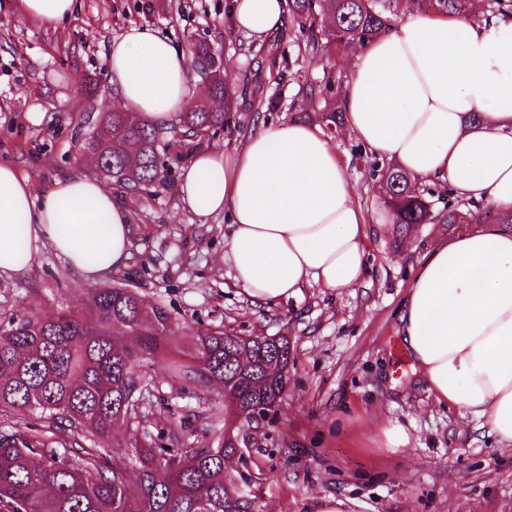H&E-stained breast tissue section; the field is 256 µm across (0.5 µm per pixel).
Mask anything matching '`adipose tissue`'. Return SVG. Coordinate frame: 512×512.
Returning <instances> with one entry per match:
<instances>
[{
  "label": "adipose tissue",
  "instance_id": "ef3b65f1",
  "mask_svg": "<svg viewBox=\"0 0 512 512\" xmlns=\"http://www.w3.org/2000/svg\"><path fill=\"white\" fill-rule=\"evenodd\" d=\"M285 6L234 0L232 27L263 40ZM107 70L121 107L149 124L168 122L193 94L186 55L148 27L112 40ZM342 108L371 152L512 210V18L408 15L356 53ZM180 198L196 216L227 215L226 257L252 302L312 285L337 291L367 271L365 215L317 127L268 124L241 147L198 152ZM131 237L130 212L99 180L67 176L38 194L0 162V274H26L46 243L91 284L127 264ZM398 332L435 401L512 446V232L487 225L440 238L413 272Z\"/></svg>",
  "mask_w": 512,
  "mask_h": 512
}]
</instances>
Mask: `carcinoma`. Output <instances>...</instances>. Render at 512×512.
<instances>
[{"label": "carcinoma", "instance_id": "carcinoma-1", "mask_svg": "<svg viewBox=\"0 0 512 512\" xmlns=\"http://www.w3.org/2000/svg\"><path fill=\"white\" fill-rule=\"evenodd\" d=\"M467 0H435L450 16L466 13ZM288 17L312 52L322 47L317 21H333L338 43L360 46L386 32L389 18L376 0H288ZM224 99L215 112L210 100ZM234 93L205 73L204 96L179 113L172 140L201 141L229 123ZM91 143L113 182L127 191L161 182L163 132L135 112H103ZM385 203L397 230L432 219L425 190L408 173L381 169ZM450 224H512V212L448 203ZM84 316L33 313L0 323V414L22 418L38 412L48 424L0 432V512H248L251 502L224 479V456L233 437L262 403L267 412L288 392L284 370L289 347L258 345L221 329L197 337L189 354L168 355L171 316L131 288H100ZM167 357L170 372L194 386L218 383L224 397V432L198 448L160 446L140 438L139 402L150 381L141 362ZM125 442L131 452L118 454Z\"/></svg>", "mask_w": 512, "mask_h": 512}]
</instances>
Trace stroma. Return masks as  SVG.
<instances>
[{
    "mask_svg": "<svg viewBox=\"0 0 512 512\" xmlns=\"http://www.w3.org/2000/svg\"><path fill=\"white\" fill-rule=\"evenodd\" d=\"M230 2L78 0L76 12L53 26L18 16L12 0H0V161L12 163L38 193L67 175L98 177L81 149L95 114L117 106L107 50L133 24L158 30L182 51L203 36L221 58L235 107L208 148L239 146L270 121L317 124L325 105L319 92L341 96L353 46L320 59L289 23L255 42L232 31ZM88 79L97 84L91 98L84 90ZM330 139L368 220L369 271L352 287L311 286L273 305L252 303L224 260V217L203 220L182 208L179 188L190 157L176 144L161 153V183L113 189L132 217V254L100 284L122 281L165 307L170 343L178 350L192 351L197 336L210 329L289 338L287 395L274 416L253 426L251 448L224 465L253 512H314L329 496L351 499L352 512H512V446L438 404L414 376L397 332L414 268L440 237L466 227L440 221L448 191L437 186L429 197L430 223L395 235L378 189L383 159L349 132ZM90 289L42 248L25 276H0V321L29 309L45 318L64 309L86 311ZM143 370L151 384L140 416L150 435L181 448L217 439L224 429L219 385H183L160 358ZM390 421L410 436L409 445L393 453L378 443L380 427Z\"/></svg>",
    "mask_w": 512,
    "mask_h": 512,
    "instance_id": "stroma-1",
    "label": "stroma"
}]
</instances>
